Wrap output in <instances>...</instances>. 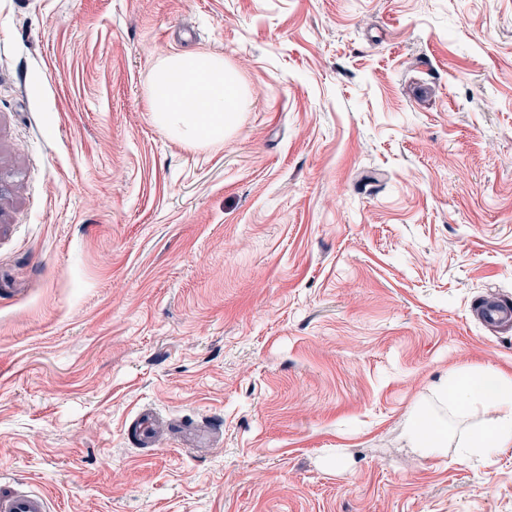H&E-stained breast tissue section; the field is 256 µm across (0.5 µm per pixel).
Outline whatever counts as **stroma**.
Returning <instances> with one entry per match:
<instances>
[{"instance_id":"1","label":"stroma","mask_w":512,"mask_h":512,"mask_svg":"<svg viewBox=\"0 0 512 512\" xmlns=\"http://www.w3.org/2000/svg\"><path fill=\"white\" fill-rule=\"evenodd\" d=\"M250 102L192 149L158 59ZM512 0H0V492L53 512H512L402 433L512 375ZM155 413V447L124 424ZM147 98L152 121L190 147L224 141L247 95L219 53H202L191 63L178 55L153 67ZM480 322L484 326L502 327L512 324V305L495 300H486L481 305L479 312ZM51 503L44 495L16 487L7 494H0L1 512H50Z\"/></svg>"}]
</instances>
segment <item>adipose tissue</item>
<instances>
[{
	"instance_id": "ef3b65f1",
	"label": "adipose tissue",
	"mask_w": 512,
	"mask_h": 512,
	"mask_svg": "<svg viewBox=\"0 0 512 512\" xmlns=\"http://www.w3.org/2000/svg\"><path fill=\"white\" fill-rule=\"evenodd\" d=\"M147 98L152 121L171 137L191 147L223 142L247 95L219 53H203L193 61L177 55L153 67ZM443 402L476 414L493 412L487 426L470 429L458 441L469 458L481 459L512 447V377L488 369L477 375L448 372L438 387ZM404 438L422 457L443 456L450 435L447 424L424 413L408 415Z\"/></svg>"
}]
</instances>
